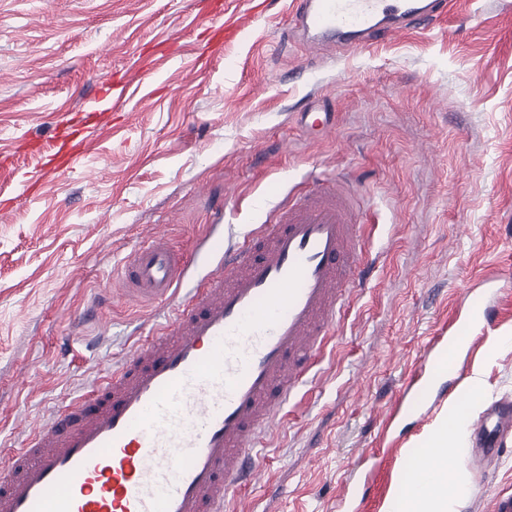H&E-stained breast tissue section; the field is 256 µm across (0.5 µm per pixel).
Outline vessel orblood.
<instances>
[{"instance_id": "obj_1", "label": "vessel or blood", "mask_w": 512, "mask_h": 512, "mask_svg": "<svg viewBox=\"0 0 512 512\" xmlns=\"http://www.w3.org/2000/svg\"><path fill=\"white\" fill-rule=\"evenodd\" d=\"M446 10L447 0H293L287 41L356 50ZM363 238L340 181L287 199L242 242L211 225L198 274L153 236L122 267L118 293L170 316L0 464V512H224L261 476L254 447L312 383V359L361 285ZM508 426L482 417L487 455L506 453Z\"/></svg>"}]
</instances>
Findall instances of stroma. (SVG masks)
Listing matches in <instances>:
<instances>
[{"mask_svg": "<svg viewBox=\"0 0 512 512\" xmlns=\"http://www.w3.org/2000/svg\"><path fill=\"white\" fill-rule=\"evenodd\" d=\"M213 0H0V462L26 426L85 394L157 318L107 300L127 258L155 232L184 254L209 231L266 223L287 194L343 176L363 202L368 285L345 300L314 379L279 415L257 460L260 482L228 508L347 512V480L383 471L407 494L426 434L472 375L486 405L512 399V0H451L447 21L355 53L281 56L291 0H240L245 35L209 43ZM196 19L188 41L165 28ZM147 70L135 118L112 107L113 82ZM103 113L86 166L42 175L56 125L77 105ZM326 114L306 131L300 112ZM32 186L16 201L12 188ZM488 278L489 325L464 347L425 355L447 335L466 286ZM451 389L396 406L415 373ZM458 512L512 496V454Z\"/></svg>", "mask_w": 512, "mask_h": 512, "instance_id": "stroma-1", "label": "stroma"}]
</instances>
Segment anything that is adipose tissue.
<instances>
[{
  "label": "adipose tissue",
  "mask_w": 512,
  "mask_h": 512,
  "mask_svg": "<svg viewBox=\"0 0 512 512\" xmlns=\"http://www.w3.org/2000/svg\"><path fill=\"white\" fill-rule=\"evenodd\" d=\"M468 405H449L438 424L424 441V458L429 466L415 464L414 483L408 495L390 497L388 512H454L453 506L469 496L467 480L448 467V449L455 442L465 441L472 409L485 396L480 376L469 381Z\"/></svg>",
  "instance_id": "1"
}]
</instances>
